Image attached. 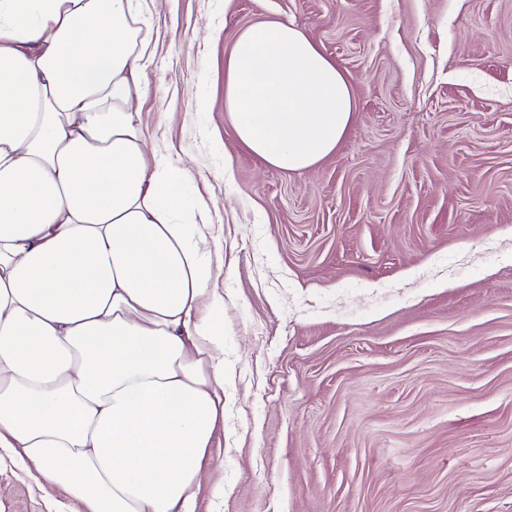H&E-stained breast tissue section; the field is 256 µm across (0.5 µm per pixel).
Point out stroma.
<instances>
[{
    "mask_svg": "<svg viewBox=\"0 0 512 512\" xmlns=\"http://www.w3.org/2000/svg\"><path fill=\"white\" fill-rule=\"evenodd\" d=\"M286 19L355 105L303 172L224 110L238 32ZM148 48V148L225 259L195 512H512V0H167ZM70 505L0 455V512Z\"/></svg>",
    "mask_w": 512,
    "mask_h": 512,
    "instance_id": "35a3bbf8",
    "label": "stroma"
}]
</instances>
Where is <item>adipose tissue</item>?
Listing matches in <instances>:
<instances>
[{
	"label": "adipose tissue",
	"instance_id": "ef3b65f1",
	"mask_svg": "<svg viewBox=\"0 0 512 512\" xmlns=\"http://www.w3.org/2000/svg\"><path fill=\"white\" fill-rule=\"evenodd\" d=\"M165 0H0V448L78 512H193L224 423V260L191 168L150 153L143 28ZM238 141L331 154L346 76L288 21L224 60Z\"/></svg>",
	"mask_w": 512,
	"mask_h": 512
}]
</instances>
